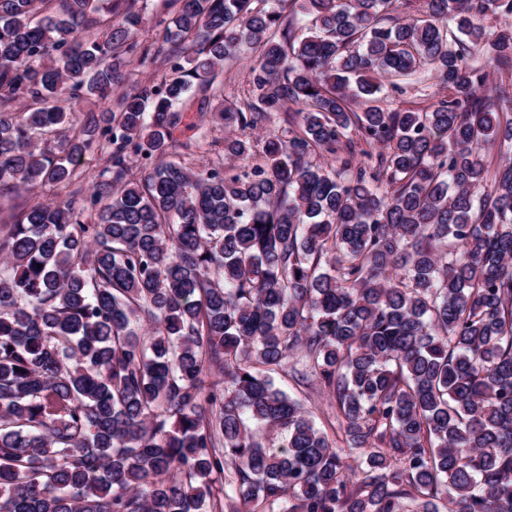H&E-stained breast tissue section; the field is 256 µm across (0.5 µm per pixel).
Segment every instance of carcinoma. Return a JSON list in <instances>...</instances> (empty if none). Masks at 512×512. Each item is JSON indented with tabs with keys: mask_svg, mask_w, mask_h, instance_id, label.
<instances>
[{
	"mask_svg": "<svg viewBox=\"0 0 512 512\" xmlns=\"http://www.w3.org/2000/svg\"><path fill=\"white\" fill-rule=\"evenodd\" d=\"M139 2L0 0V194L107 156L0 225V512H512V0H169L164 54ZM246 45L230 163L171 159ZM433 84L434 81L429 75L421 78L413 89L408 90L406 94L400 96V100L398 101H401L400 105L402 108L410 106L411 101H425V103L421 105L430 104L440 99L442 95L447 94L446 91L440 92L439 86H434ZM274 383L277 387L286 391L291 397L300 400L316 414V425L326 431L329 436H335L334 400L325 393L320 392L315 384L308 388L298 385L291 376L274 374ZM315 403V405H314Z\"/></svg>",
	"mask_w": 512,
	"mask_h": 512,
	"instance_id": "obj_1",
	"label": "carcinoma"
}]
</instances>
